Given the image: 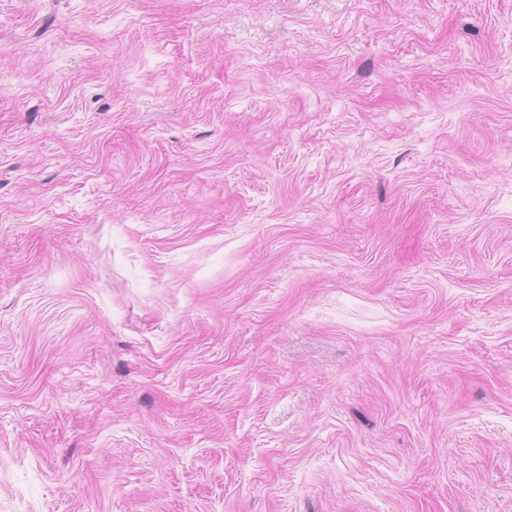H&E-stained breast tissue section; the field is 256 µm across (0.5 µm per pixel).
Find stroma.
Returning a JSON list of instances; mask_svg holds the SVG:
<instances>
[{
	"label": "stroma",
	"instance_id": "1",
	"mask_svg": "<svg viewBox=\"0 0 512 512\" xmlns=\"http://www.w3.org/2000/svg\"><path fill=\"white\" fill-rule=\"evenodd\" d=\"M0 512H512V0H0Z\"/></svg>",
	"mask_w": 512,
	"mask_h": 512
}]
</instances>
